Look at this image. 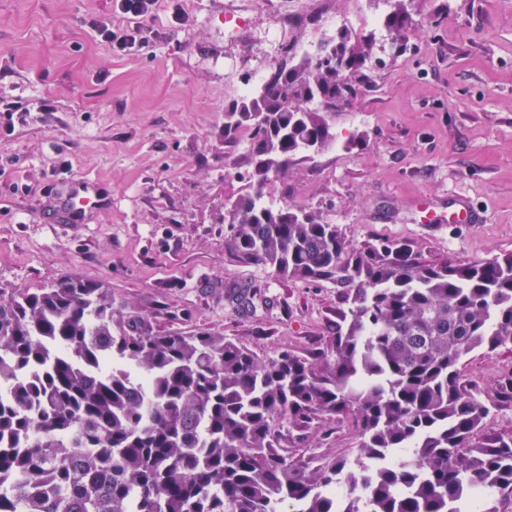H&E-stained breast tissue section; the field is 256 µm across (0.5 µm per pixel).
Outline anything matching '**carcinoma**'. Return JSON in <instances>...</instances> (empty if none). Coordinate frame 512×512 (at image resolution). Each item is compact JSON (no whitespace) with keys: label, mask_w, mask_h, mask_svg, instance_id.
<instances>
[{"label":"carcinoma","mask_w":512,"mask_h":512,"mask_svg":"<svg viewBox=\"0 0 512 512\" xmlns=\"http://www.w3.org/2000/svg\"><path fill=\"white\" fill-rule=\"evenodd\" d=\"M379 27L406 41L407 4ZM376 32L341 28L278 64L224 112L248 133L250 191L224 205L244 265L346 289L330 349L270 359L213 332L158 334L79 278L0 288V512H509L512 436H479L512 405L462 359L512 346V256L423 264L396 242L349 251L336 225L264 202L294 157L336 142L328 113L367 78ZM346 420L356 458L317 463L280 446ZM347 488L338 504L327 489Z\"/></svg>","instance_id":"carcinoma-1"}]
</instances>
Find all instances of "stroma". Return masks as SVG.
<instances>
[{
  "mask_svg": "<svg viewBox=\"0 0 512 512\" xmlns=\"http://www.w3.org/2000/svg\"><path fill=\"white\" fill-rule=\"evenodd\" d=\"M304 0H157L141 17L114 0H0V287L77 277L108 288L155 332L223 334L261 357L326 350L344 290L239 263L224 204L244 193L245 140L224 137V109L280 60L271 34ZM405 54L378 37L358 97L330 113L338 139L266 189L334 224L350 248L405 244L422 262L512 255V0H416ZM137 29L122 51L99 25ZM355 146H347L348 138ZM96 184L86 223L51 224L75 183ZM459 196L477 224H428L416 207ZM250 289V307L234 293ZM466 379L512 373V347L478 349ZM358 439L328 421L295 457H353Z\"/></svg>",
  "mask_w": 512,
  "mask_h": 512,
  "instance_id": "obj_1",
  "label": "stroma"
}]
</instances>
